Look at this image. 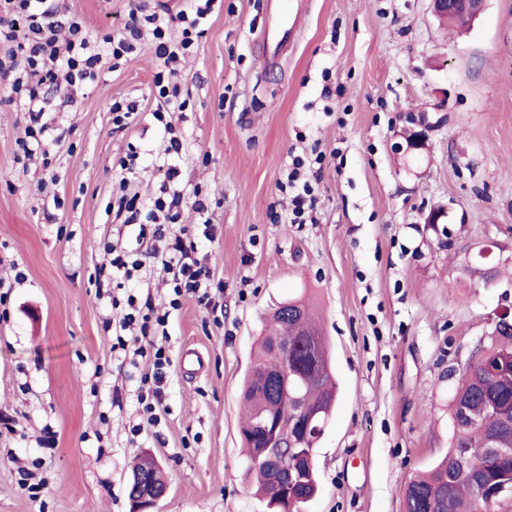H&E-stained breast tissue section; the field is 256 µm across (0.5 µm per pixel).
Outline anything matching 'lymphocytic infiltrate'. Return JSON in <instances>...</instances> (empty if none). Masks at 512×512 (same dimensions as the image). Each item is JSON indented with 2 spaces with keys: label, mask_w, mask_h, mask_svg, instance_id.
<instances>
[{
  "label": "lymphocytic infiltrate",
  "mask_w": 512,
  "mask_h": 512,
  "mask_svg": "<svg viewBox=\"0 0 512 512\" xmlns=\"http://www.w3.org/2000/svg\"><path fill=\"white\" fill-rule=\"evenodd\" d=\"M224 0H188L185 9L176 16L157 12L147 13L140 6H132L121 29L100 38L92 37L83 21L75 15L59 17L55 0H0V37L9 44L6 61H0V80L7 81L8 95L0 98V105H23L31 114V123L21 147L25 155L46 152L47 124L42 121L46 110V91L51 87L83 86L94 83L105 63H120L123 58L150 45L162 68L153 80V94L157 107L153 112L168 142L167 149L179 154L183 144L176 133L174 113L188 105L183 98L176 76L183 59L194 49L206 31L211 15L221 10ZM181 27L180 38L169 34L171 22ZM322 155L314 158L294 156L285 182L278 188L291 201V223H305L314 206V181L318 180ZM178 175L176 167H168L159 192L142 201L116 188L105 211L108 216L124 224L147 222L153 224V236L159 248L152 258L161 261L170 274L169 307L179 310L189 298L211 302L212 293L222 290L210 270L194 256L195 244L170 230L177 223L184 198L174 188ZM128 311L114 324L113 351H134L135 355H150L152 374L146 394L140 395L142 412L155 419V411L162 401V386L166 381L172 358L168 347L159 342L157 334L165 329L168 316L158 313L152 300H138L135 295L126 299ZM136 330V348H129L124 337L126 330Z\"/></svg>",
  "instance_id": "lymphocytic-infiltrate-1"
}]
</instances>
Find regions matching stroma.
Returning a JSON list of instances; mask_svg holds the SVG:
<instances>
[{"mask_svg": "<svg viewBox=\"0 0 512 512\" xmlns=\"http://www.w3.org/2000/svg\"><path fill=\"white\" fill-rule=\"evenodd\" d=\"M268 0H224L183 68L179 157L153 118L150 49L75 93L51 92L62 137L23 157L30 123L0 109V512H130L128 476L150 454L168 487L156 512H267L245 475L240 387L269 308L316 305L340 383L318 448L308 512H402V490L448 449L454 388L499 314L512 309V0H486L467 31L429 0H302L299 38L268 69L258 49ZM176 15L185 0H64L95 35L132 4ZM138 116L114 129L113 101ZM424 132L411 150L406 138ZM137 174L117 164L129 147ZM325 162L308 224L285 218L290 156ZM202 193L217 227L196 256L224 284L217 309L172 312L173 364L157 423L137 395L151 367L112 352L120 318L95 279L102 243L152 246L105 214L112 189L157 192L168 165ZM440 223H426L431 210ZM25 278L15 282V270ZM43 486L30 496L24 471Z\"/></svg>", "mask_w": 512, "mask_h": 512, "instance_id": "obj_1", "label": "stroma"}]
</instances>
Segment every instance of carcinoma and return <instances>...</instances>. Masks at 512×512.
Listing matches in <instances>:
<instances>
[{
	"label": "carcinoma",
	"mask_w": 512,
	"mask_h": 512,
	"mask_svg": "<svg viewBox=\"0 0 512 512\" xmlns=\"http://www.w3.org/2000/svg\"><path fill=\"white\" fill-rule=\"evenodd\" d=\"M493 335L491 345L479 351L454 392L448 451L428 471L411 479L403 495L404 512H494L502 498L512 495V452L484 455L493 440L512 449V330L497 328ZM284 337L288 338L286 360L293 372L288 394L303 398L318 428L303 447L288 455L286 487L272 478L266 464L256 461L261 439L252 426L253 419L263 414L277 423L279 433L298 440L304 437L303 418L296 417L293 407L286 406L280 392L264 380L279 363L274 342ZM489 362L497 365V375L486 370ZM337 389L329 342L309 301L301 296L275 305L254 364L244 378L245 416L239 425L247 471L253 476L256 493L266 500L268 512L289 507L287 491L297 498L293 512H303L320 492L317 444L333 414Z\"/></svg>",
	"instance_id": "1"
}]
</instances>
